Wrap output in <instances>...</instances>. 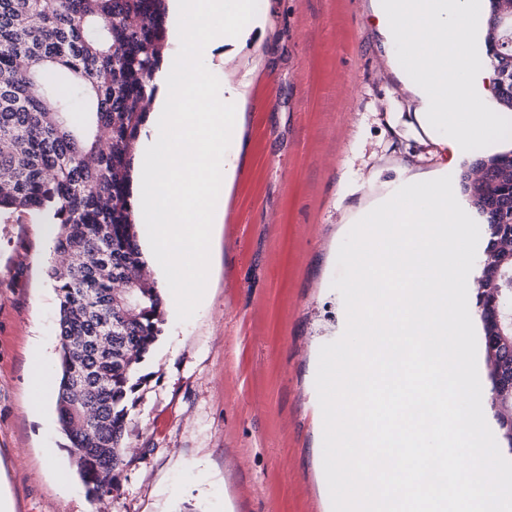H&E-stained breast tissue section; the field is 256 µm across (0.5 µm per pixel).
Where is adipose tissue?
<instances>
[{
	"label": "adipose tissue",
	"mask_w": 512,
	"mask_h": 512,
	"mask_svg": "<svg viewBox=\"0 0 512 512\" xmlns=\"http://www.w3.org/2000/svg\"><path fill=\"white\" fill-rule=\"evenodd\" d=\"M376 17L408 61L404 79L421 102L414 119L427 137L459 148L495 142L508 115L482 104L495 68L491 58L471 54L483 21L481 0H382ZM474 73L483 82L477 95L469 84Z\"/></svg>",
	"instance_id": "1"
}]
</instances>
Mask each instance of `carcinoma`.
Segmentation results:
<instances>
[{"label":"carcinoma","mask_w":512,"mask_h":512,"mask_svg":"<svg viewBox=\"0 0 512 512\" xmlns=\"http://www.w3.org/2000/svg\"><path fill=\"white\" fill-rule=\"evenodd\" d=\"M166 0H0V218L55 224L46 276L61 344L57 411L87 496L119 490L142 364L162 333L163 298L141 275L132 202L135 145L153 107ZM512 0H490L486 44L496 100L512 111ZM512 151L473 160L460 193L484 228L477 294L512 314ZM490 408L512 450V340L478 310Z\"/></svg>","instance_id":"cac0c4a2"}]
</instances>
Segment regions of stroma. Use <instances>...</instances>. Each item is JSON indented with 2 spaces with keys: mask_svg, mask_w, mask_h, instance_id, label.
I'll use <instances>...</instances> for the list:
<instances>
[{
  "mask_svg": "<svg viewBox=\"0 0 512 512\" xmlns=\"http://www.w3.org/2000/svg\"><path fill=\"white\" fill-rule=\"evenodd\" d=\"M375 0H261L226 79L252 72L243 153L215 230L211 278L191 319L163 333L126 424L121 487L105 512H327L319 349L342 333L332 288L360 209L439 168L485 155L432 147ZM31 214L0 224V497L13 512H86L56 391L32 410L31 350L59 359L52 247ZM59 450L55 465L43 456Z\"/></svg>",
  "mask_w": 512,
  "mask_h": 512,
  "instance_id": "35a3bbf8",
  "label": "stroma"
}]
</instances>
